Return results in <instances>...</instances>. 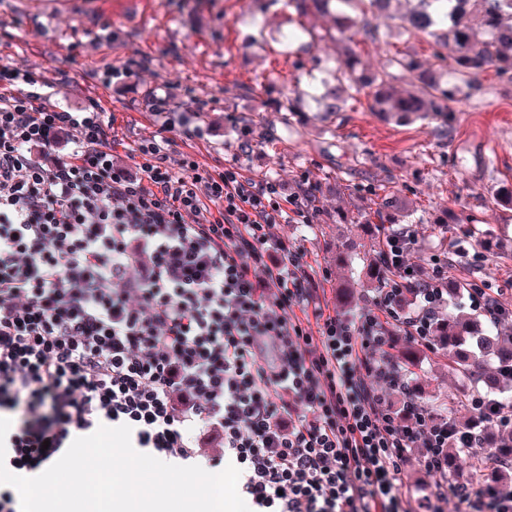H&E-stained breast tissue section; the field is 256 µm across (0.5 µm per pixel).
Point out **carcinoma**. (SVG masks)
<instances>
[{
  "mask_svg": "<svg viewBox=\"0 0 512 512\" xmlns=\"http://www.w3.org/2000/svg\"><path fill=\"white\" fill-rule=\"evenodd\" d=\"M360 8L351 15L336 11V30L347 35L348 41L360 34L364 39L379 40L376 19L384 13L382 6L389 0H288V6L302 16L310 9L330 10L332 2ZM420 8L410 12L402 27L407 33L422 32L434 39L435 50L430 57L410 52H397L386 64L365 78L360 73L361 60L350 47L345 49L335 83H323L320 100L325 112H344L347 103L366 97L367 111L376 112L398 122L413 119L430 120L437 124L440 137L450 135L455 119L452 103L458 101L459 86L441 81L440 65L443 50L451 48L455 72L462 78L476 79L493 69L498 74L512 72V0H419ZM480 7L485 38L476 41L470 27L472 8ZM417 75L423 84L418 93L399 91L396 73ZM378 215L389 224L407 217L395 202L394 194L376 195ZM375 235L369 251L361 258L366 281L379 289L387 282L388 273L379 263L382 246L381 229ZM497 322L481 319L457 306H448L435 326L437 346L448 358V366L480 384V394L496 399L503 409L512 408V336L498 333ZM388 354L410 387L413 396H430V384L415 378L420 363V350L391 344ZM466 406L461 398L450 395L436 399L430 410L448 421L461 433L481 436L478 448L469 446L468 439L448 440V478L461 476L472 485L497 486L506 491L512 487V431L505 432L481 411L474 410L466 419L458 416Z\"/></svg>",
  "mask_w": 512,
  "mask_h": 512,
  "instance_id": "obj_1",
  "label": "carcinoma"
}]
</instances>
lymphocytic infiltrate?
<instances>
[{
	"mask_svg": "<svg viewBox=\"0 0 512 512\" xmlns=\"http://www.w3.org/2000/svg\"><path fill=\"white\" fill-rule=\"evenodd\" d=\"M0 66V412L9 465L34 471L100 425L166 460L235 458L254 512H512V494L449 481L454 434L379 354L396 334L430 346L451 258H409L414 230L382 244L373 308L328 312L300 249L274 224L313 226L309 191L241 167L204 170L172 138L115 163L113 122ZM69 151L52 155L58 135ZM416 292L404 306L405 289Z\"/></svg>",
	"mask_w": 512,
	"mask_h": 512,
	"instance_id": "obj_1",
	"label": "lymphocytic infiltrate"
}]
</instances>
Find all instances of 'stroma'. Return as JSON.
<instances>
[{
    "instance_id": "stroma-1",
    "label": "stroma",
    "mask_w": 512,
    "mask_h": 512,
    "mask_svg": "<svg viewBox=\"0 0 512 512\" xmlns=\"http://www.w3.org/2000/svg\"><path fill=\"white\" fill-rule=\"evenodd\" d=\"M304 23L319 36L306 52L287 40L294 24L278 4L262 12L254 0H0V66L52 82L61 104L98 102L124 143L164 132L191 146L204 168L236 164L291 192L307 176L316 188L314 229L277 224L272 231L327 273L320 297L329 310L373 305L374 290L343 296L336 287L337 247L355 262L370 245L359 225L337 223L336 212L380 186L409 206L416 262L446 250L457 260L450 279L489 281L512 306V203L504 199L512 190V80L491 73L471 86L449 74L460 93L448 143L431 124L387 122L362 103L328 115L319 96L342 48L329 35V18ZM354 49L377 68L398 51L430 55L434 43L384 20L379 41L359 40ZM108 67L128 75L102 84ZM291 88L301 93L298 111L266 108ZM155 95L168 97V111H152ZM418 373L445 395L473 388L437 350L426 351Z\"/></svg>"
}]
</instances>
